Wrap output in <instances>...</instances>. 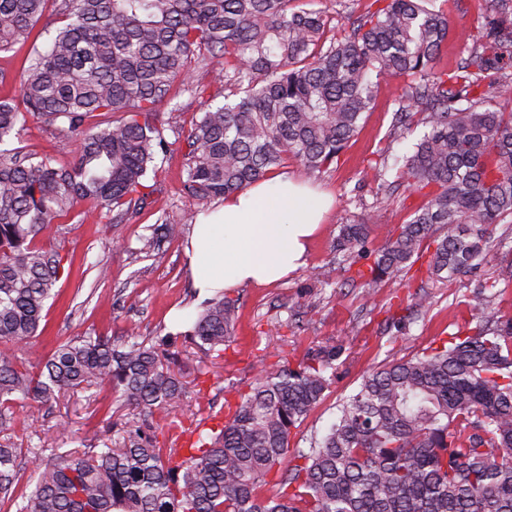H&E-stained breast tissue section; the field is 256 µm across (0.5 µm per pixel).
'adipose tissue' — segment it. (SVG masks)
<instances>
[{"instance_id": "adipose-tissue-1", "label": "adipose tissue", "mask_w": 512, "mask_h": 512, "mask_svg": "<svg viewBox=\"0 0 512 512\" xmlns=\"http://www.w3.org/2000/svg\"><path fill=\"white\" fill-rule=\"evenodd\" d=\"M331 201L284 176L258 182L200 216L187 253L198 299L266 285L305 266Z\"/></svg>"}]
</instances>
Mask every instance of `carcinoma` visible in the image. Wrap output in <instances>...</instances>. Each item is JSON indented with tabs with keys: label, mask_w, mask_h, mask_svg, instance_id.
I'll return each mask as SVG.
<instances>
[{
	"label": "carcinoma",
	"mask_w": 512,
	"mask_h": 512,
	"mask_svg": "<svg viewBox=\"0 0 512 512\" xmlns=\"http://www.w3.org/2000/svg\"><path fill=\"white\" fill-rule=\"evenodd\" d=\"M295 0H0V53L25 44L43 18L55 26L20 74L0 70V343L37 336L46 302L66 272L46 245L73 215L132 220L154 192L159 156L184 152L182 192L204 205L240 193L288 161L310 175L335 164L359 133L380 81L401 79L393 140L421 108L429 127L402 156L399 177L423 197L367 267L365 224H342L336 253L374 294L427 258L429 278L452 281L507 239L512 219V31L490 17L506 0H477L484 33L452 71L437 67L448 11L433 0H371L340 39L333 17ZM203 104L182 140L173 85ZM99 115L103 120L89 123ZM33 116L75 145L71 166L12 146ZM82 201L86 211L77 210ZM182 233L168 215L140 253L155 256ZM475 291L479 319L409 359L363 377L309 447L292 430L322 399L342 345L297 366L259 360L235 410L208 425L197 407L187 453L157 433L184 412L186 382L171 337L80 336L33 363L0 351V507L16 512H512V317H487L495 293ZM429 305L412 296L400 331ZM237 300L219 292L183 332L204 357L231 346ZM108 384L134 417L101 448L43 454L30 445L34 487L20 489L14 404L36 403L31 424L59 396ZM278 489L268 495L269 482Z\"/></svg>",
	"instance_id": "cac0c4a2"
}]
</instances>
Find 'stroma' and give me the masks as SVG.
I'll return each mask as SVG.
<instances>
[{
	"mask_svg": "<svg viewBox=\"0 0 512 512\" xmlns=\"http://www.w3.org/2000/svg\"><path fill=\"white\" fill-rule=\"evenodd\" d=\"M451 17L454 32L440 54L441 67L448 69L468 56L481 35L476 0H453ZM400 87V82L394 81L381 88L371 110L364 115L359 135L343 151L336 166L312 177L295 162L283 167L288 177L309 182L334 197L333 208L311 244L306 266L278 283L243 285L229 292L237 301L238 321L232 351L210 367L207 387L214 411H222L225 399L248 389L261 357L295 364L311 348L333 342L343 346L334 382L321 403L292 433L290 445L294 448L308 447L310 436L325 432L339 401L361 383L367 372L386 361L419 354L433 341L457 330L474 328L476 321L465 306L466 298L478 287L500 281L512 271V259L494 252L472 273L452 282L429 279L422 270L413 279L389 284L367 298L360 283L349 281L340 267L334 248L340 223L368 224L367 248L374 251L409 220L421 202L418 195L396 182L397 171L393 168L386 178L393 181L394 192L383 197L371 168L372 162L403 155L411 146L407 139H389ZM22 145L27 153L53 158L61 165L73 161V144L55 138L33 118L27 122ZM183 163L182 154L177 153L162 164L155 177L157 191L152 204L132 222L105 224L92 217L81 224L61 220L56 240L68 258L69 274L43 311L40 334L35 339L37 352L45 354L61 341L94 333L123 340L131 330L142 340L171 332L177 336L176 347L184 346L185 339L179 336V326L171 321L170 314L175 310L194 314L201 309L186 253L188 236L165 241L156 256L142 258L137 253L161 213L184 216L189 225L207 213V206L192 204L181 191ZM102 265L108 268L103 278L98 275ZM328 266L336 269L332 286L316 278L317 272ZM422 290L430 296L428 310L403 335H385L386 319L401 313L400 299ZM29 413L27 403H17L14 440L23 448L35 433L44 448L61 447L58 432L63 428L72 435V447L93 444L130 416L129 409L121 407L106 384L60 398L37 429L28 428Z\"/></svg>",
	"mask_w": 512,
	"mask_h": 512,
	"instance_id": "obj_1",
	"label": "stroma"
}]
</instances>
